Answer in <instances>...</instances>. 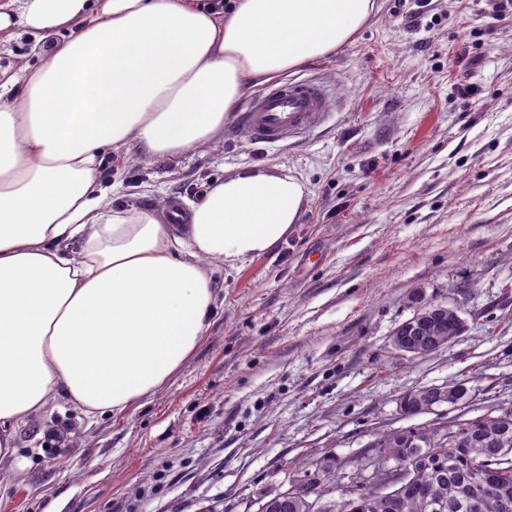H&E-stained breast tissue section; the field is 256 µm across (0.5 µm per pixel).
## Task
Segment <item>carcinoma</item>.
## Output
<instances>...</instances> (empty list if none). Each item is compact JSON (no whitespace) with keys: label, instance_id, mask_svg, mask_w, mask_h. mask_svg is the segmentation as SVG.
<instances>
[{"label":"carcinoma","instance_id":"1","mask_svg":"<svg viewBox=\"0 0 512 512\" xmlns=\"http://www.w3.org/2000/svg\"><path fill=\"white\" fill-rule=\"evenodd\" d=\"M413 313L425 318L414 334L417 345L429 354L439 350L460 325L449 310L441 312L427 299L413 296ZM384 464L408 471V487L392 498L373 494L366 477L353 483L354 493L336 498V456L310 463L314 471L298 480L292 493L284 490L258 501V512H465L460 504L471 491L466 476L475 465L490 466L512 460V408L482 414L463 423L457 440L441 439L432 428L389 432L375 444ZM480 512H512V471H500L496 484L485 493Z\"/></svg>","mask_w":512,"mask_h":512}]
</instances>
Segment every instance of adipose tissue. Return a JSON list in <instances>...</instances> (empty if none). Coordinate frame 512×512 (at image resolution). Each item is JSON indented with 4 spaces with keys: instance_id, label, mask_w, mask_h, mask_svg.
<instances>
[{
    "instance_id": "1",
    "label": "adipose tissue",
    "mask_w": 512,
    "mask_h": 512,
    "mask_svg": "<svg viewBox=\"0 0 512 512\" xmlns=\"http://www.w3.org/2000/svg\"><path fill=\"white\" fill-rule=\"evenodd\" d=\"M0 0V30L77 27L0 81V462L61 396L89 417L152 397L207 335L208 269L267 253L308 188L290 172L226 176L190 222L112 204L108 153L175 160L212 143L248 89L329 55L371 0Z\"/></svg>"
}]
</instances>
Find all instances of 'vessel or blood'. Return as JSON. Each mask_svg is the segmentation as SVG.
Returning a JSON list of instances; mask_svg holds the SVG:
<instances>
[{"instance_id":"b4317fda","label":"vessel or blood","mask_w":512,"mask_h":512,"mask_svg":"<svg viewBox=\"0 0 512 512\" xmlns=\"http://www.w3.org/2000/svg\"><path fill=\"white\" fill-rule=\"evenodd\" d=\"M328 107L327 92L319 81L288 80L251 97L240 123L254 142L281 143L321 126Z\"/></svg>"}]
</instances>
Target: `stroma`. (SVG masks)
<instances>
[{
    "label": "stroma",
    "instance_id": "stroma-1",
    "mask_svg": "<svg viewBox=\"0 0 512 512\" xmlns=\"http://www.w3.org/2000/svg\"><path fill=\"white\" fill-rule=\"evenodd\" d=\"M496 0H373L336 52L295 71L330 91L325 122L285 144L238 121L179 160L114 153V204L165 216L243 170L309 193L274 250L216 266L212 325L165 387L123 416L57 397L0 464V512H256L327 454L348 485L382 434L430 427L399 400L466 383L475 417L512 406V21ZM0 33V78L69 38ZM460 307L466 332L411 357L390 344L413 293Z\"/></svg>",
    "mask_w": 512,
    "mask_h": 512
}]
</instances>
